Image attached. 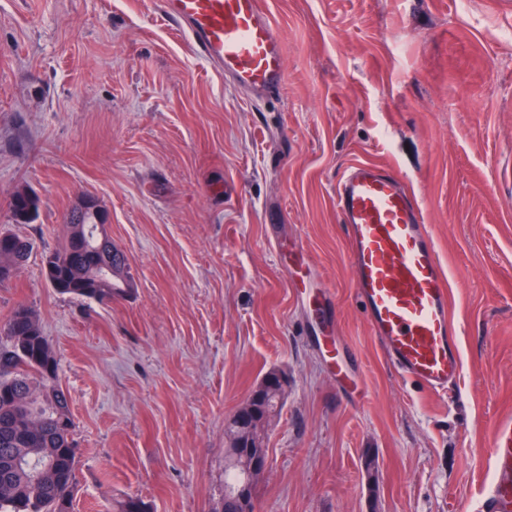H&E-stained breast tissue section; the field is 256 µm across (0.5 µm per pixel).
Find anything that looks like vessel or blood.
I'll return each mask as SVG.
<instances>
[{
    "mask_svg": "<svg viewBox=\"0 0 512 512\" xmlns=\"http://www.w3.org/2000/svg\"><path fill=\"white\" fill-rule=\"evenodd\" d=\"M160 8L251 99L280 91L285 50L262 0H160ZM333 204L373 336L398 373L447 394L462 360L449 320L450 281L421 205L393 168L369 160L345 168ZM489 448L493 480L480 512H512V414L497 420Z\"/></svg>",
    "mask_w": 512,
    "mask_h": 512,
    "instance_id": "vessel-or-blood-1",
    "label": "vessel or blood"
}]
</instances>
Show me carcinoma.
Instances as JSON below:
<instances>
[{"label": "carcinoma", "instance_id": "cac0c4a2", "mask_svg": "<svg viewBox=\"0 0 512 512\" xmlns=\"http://www.w3.org/2000/svg\"><path fill=\"white\" fill-rule=\"evenodd\" d=\"M7 207L14 224H31L39 216L38 199L23 189ZM100 214L73 209L67 233L56 249L44 251L43 275L56 292L106 303L130 292L107 288L126 281L127 256L111 242L88 238L84 225ZM0 284L15 278L33 243L0 228ZM57 359L34 311L15 307L0 327V512H71L78 457L72 453L75 423L65 392L55 380ZM287 388L265 392L258 406L262 418H276Z\"/></svg>", "mask_w": 512, "mask_h": 512}]
</instances>
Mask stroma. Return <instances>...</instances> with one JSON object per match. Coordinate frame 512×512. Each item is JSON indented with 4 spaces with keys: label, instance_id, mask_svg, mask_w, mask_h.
Masks as SVG:
<instances>
[{
    "label": "stroma",
    "instance_id": "obj_1",
    "mask_svg": "<svg viewBox=\"0 0 512 512\" xmlns=\"http://www.w3.org/2000/svg\"><path fill=\"white\" fill-rule=\"evenodd\" d=\"M279 93L254 102L157 0H0V225L32 240L0 323L34 310L68 394L73 512H210L224 423L272 368L288 395L257 512H475L512 412V0H265ZM406 179L451 284L460 379L402 378L356 297L333 205L346 166ZM40 199L12 224L20 187ZM128 258L131 293H56L41 254L83 199ZM302 248L366 400L337 383L276 243ZM7 207L13 224H32L39 216L38 199L24 189H17L10 195Z\"/></svg>",
    "mask_w": 512,
    "mask_h": 512
}]
</instances>
